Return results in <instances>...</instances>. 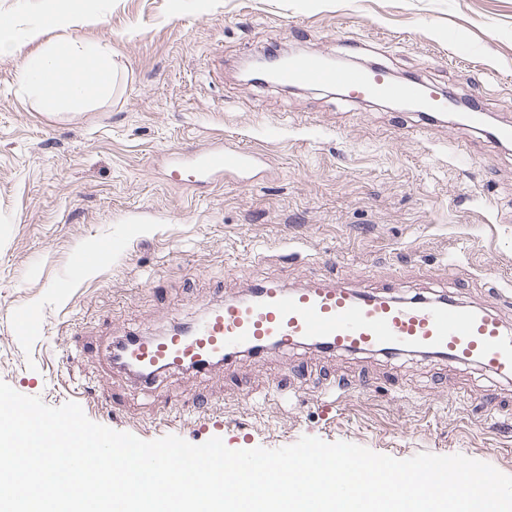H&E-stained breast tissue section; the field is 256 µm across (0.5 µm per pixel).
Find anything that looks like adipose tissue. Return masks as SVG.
Segmentation results:
<instances>
[{
  "label": "adipose tissue",
  "mask_w": 512,
  "mask_h": 512,
  "mask_svg": "<svg viewBox=\"0 0 512 512\" xmlns=\"http://www.w3.org/2000/svg\"><path fill=\"white\" fill-rule=\"evenodd\" d=\"M112 63L98 45L61 41L30 56L21 80L51 103H75L101 96L112 83Z\"/></svg>",
  "instance_id": "1"
}]
</instances>
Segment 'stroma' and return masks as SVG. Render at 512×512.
<instances>
[{"label":"stroma","mask_w":512,"mask_h":512,"mask_svg":"<svg viewBox=\"0 0 512 512\" xmlns=\"http://www.w3.org/2000/svg\"><path fill=\"white\" fill-rule=\"evenodd\" d=\"M63 5L71 24L0 54V380L146 441L274 450L311 436L512 475V382L474 366L301 346L143 387L109 356L267 280L442 293L512 325V143L237 74L267 49L337 55L512 122V0H0V15L27 27ZM61 39L108 52V96L49 108L30 94L22 66ZM220 140L261 156L248 183L166 171L172 151ZM113 239L126 250L111 266L68 283L76 254ZM21 310L38 334L16 332ZM339 376L352 388L336 405Z\"/></svg>","instance_id":"35a3bbf8"}]
</instances>
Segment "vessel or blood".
I'll return each mask as SVG.
<instances>
[{"label": "vessel or blood", "mask_w": 512, "mask_h": 512, "mask_svg": "<svg viewBox=\"0 0 512 512\" xmlns=\"http://www.w3.org/2000/svg\"><path fill=\"white\" fill-rule=\"evenodd\" d=\"M275 81L287 87L340 86L357 99H401L428 115L448 108L447 99L430 85L396 84L384 71L344 68L318 55L289 58L278 66ZM256 159L253 150L221 145L170 155L173 175L198 184L245 172ZM123 247L122 240H110L92 255L77 256L74 273L111 264ZM121 345V366L143 384L163 373L197 376L235 354L307 345L341 354L434 357L512 379V331L489 310L449 297L403 301L325 280L294 290L261 283L252 296L213 305L168 335L138 336Z\"/></svg>", "instance_id": "1"}]
</instances>
